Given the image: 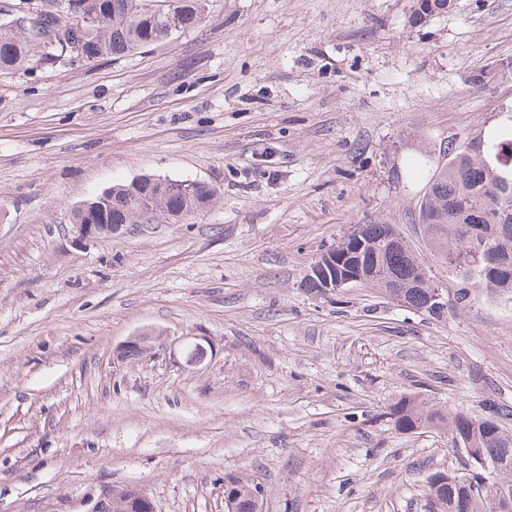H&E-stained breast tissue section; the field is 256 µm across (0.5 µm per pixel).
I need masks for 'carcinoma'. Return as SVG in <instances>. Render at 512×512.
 <instances>
[{
  "label": "carcinoma",
  "instance_id": "carcinoma-1",
  "mask_svg": "<svg viewBox=\"0 0 512 512\" xmlns=\"http://www.w3.org/2000/svg\"><path fill=\"white\" fill-rule=\"evenodd\" d=\"M145 0H98L102 21L86 31L79 44L94 61L120 57L147 44L169 38L173 32L188 30L201 23L205 0H182V13L167 17L143 9ZM448 0H414L410 19L429 17L448 10ZM63 66L59 47L45 49L33 43L23 28L0 20V75L27 71L34 61ZM497 149L512 162V115L486 140V149ZM218 192L197 183L183 191L147 177L117 183L77 207L73 223L139 224L143 210L163 213L184 211L193 217L211 208ZM419 224L427 237L435 261L462 279L476 280L493 293L512 294V184H500L495 168L488 166L465 148L448 149V163L434 173L419 208ZM390 224H358L336 247L320 257L322 273L350 275L360 271L372 276L371 285L407 306L438 318L433 293L437 284L430 267L402 239L392 238ZM511 416L512 409L495 408L487 417L464 411L446 413L412 397L400 399L391 409V419L400 431L434 425L448 431L451 448L460 439L489 461L502 463L498 489L512 498V434L498 418ZM441 484L429 478L428 505L433 512H488V502L478 494L460 498L452 493L456 475L446 474ZM255 481L233 476L224 493L247 504Z\"/></svg>",
  "mask_w": 512,
  "mask_h": 512
}]
</instances>
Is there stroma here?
I'll use <instances>...</instances> for the list:
<instances>
[{"label": "stroma", "mask_w": 512, "mask_h": 512, "mask_svg": "<svg viewBox=\"0 0 512 512\" xmlns=\"http://www.w3.org/2000/svg\"><path fill=\"white\" fill-rule=\"evenodd\" d=\"M206 0L202 22L119 58L0 75V512H78L135 485L157 512H224L254 478L263 512H425L457 473L445 430H397L412 395L512 406V297L432 265L441 318L380 289L305 286L358 224L421 258L414 212L449 144L512 105V0ZM143 175L219 203L112 237L72 212ZM205 336L182 369L114 350ZM152 333L143 332L139 333L136 336H131L125 343L116 349L114 357L117 361H123L128 359V357L136 352L137 354L146 353L148 350H151L155 344L150 343V339H152ZM230 477V482L227 483L226 489L224 490V494L228 493V496L234 498H229L224 495V511L240 512L238 501L244 505L248 503L252 493V489L254 488L256 482L249 478H244L240 476Z\"/></svg>", "instance_id": "obj_1"}]
</instances>
